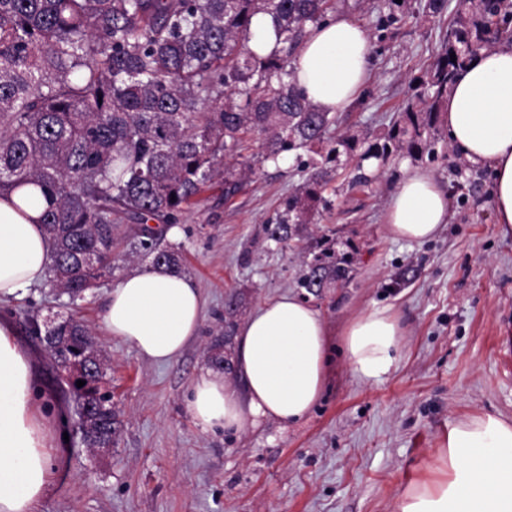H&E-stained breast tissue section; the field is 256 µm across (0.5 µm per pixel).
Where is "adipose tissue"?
I'll return each mask as SVG.
<instances>
[{
    "label": "adipose tissue",
    "instance_id": "obj_1",
    "mask_svg": "<svg viewBox=\"0 0 512 512\" xmlns=\"http://www.w3.org/2000/svg\"><path fill=\"white\" fill-rule=\"evenodd\" d=\"M364 28L350 15L310 28L293 63L296 83L325 112L359 96L370 70ZM449 143L493 176L497 223L512 227V42L481 51L462 68L443 112ZM448 195L421 171L409 173L385 212L389 233L422 242L448 222ZM41 195L15 209L0 199V299L41 282L51 262L40 218ZM205 301L188 277L163 268L125 276L112 289L103 321L111 336L156 363L179 357L202 321ZM403 329L391 308L353 318L342 338L351 373L377 381L398 362ZM328 330L318 310L284 293L256 307L238 331L236 388L219 372L192 383L187 408L202 431L241 434L264 422L281 429L309 415L328 374ZM36 365L0 317V512H38L51 481L57 436L35 401ZM438 479L410 484L396 512H512V421L487 414L453 422L438 452Z\"/></svg>",
    "mask_w": 512,
    "mask_h": 512
}]
</instances>
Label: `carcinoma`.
<instances>
[{"instance_id":"carcinoma-1","label":"carcinoma","mask_w":512,"mask_h":512,"mask_svg":"<svg viewBox=\"0 0 512 512\" xmlns=\"http://www.w3.org/2000/svg\"><path fill=\"white\" fill-rule=\"evenodd\" d=\"M328 0H0V198L32 185L50 202L41 224L51 247L49 283L76 300L112 273L120 224L140 227L132 253L180 271L177 248L161 246L165 230L216 177L233 197L264 162L286 154L301 160L305 180L266 224L283 249L304 241L299 287L344 284L350 261L336 256L310 225L330 208L331 182L363 162L385 163L398 152L428 150L448 85L479 52L512 41V4L460 0L435 66L416 78L428 95L409 102L386 134L346 131L328 136L333 117L294 86L290 52L308 26L324 22ZM381 25L410 12L411 0H389ZM272 18L277 44L266 56L249 48L251 20ZM456 60H450V54ZM265 135L252 158L241 154ZM156 225H150V222ZM58 346L60 364L92 354L103 359L89 328L74 318L37 331ZM120 421L108 393L78 430L93 447L114 442Z\"/></svg>"}]
</instances>
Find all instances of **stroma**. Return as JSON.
I'll return each instance as SVG.
<instances>
[{"label":"stroma","instance_id":"35a3bbf8","mask_svg":"<svg viewBox=\"0 0 512 512\" xmlns=\"http://www.w3.org/2000/svg\"><path fill=\"white\" fill-rule=\"evenodd\" d=\"M457 4L448 0L440 21L418 10L386 28L379 25L383 0L355 11L372 69L359 104L336 113L331 135L387 132L415 94L413 77L443 52ZM430 141L419 159L392 157L371 184H341L316 224V236L351 260L342 287L299 288L296 251H279L266 238L268 219L304 177L294 157L260 166L231 199L218 186L202 193L176 235L165 238L180 247L182 273L205 300L197 336L172 362L149 361L102 321L112 287L149 261L117 258L112 274L76 302L46 282L0 302V316L12 320L39 365V406L65 408L69 443L53 463L40 512H396L410 483L433 477L453 422L484 414L512 419V229L495 221L489 168L464 160L446 130ZM412 169L431 175L449 200L447 224L422 243L393 238L384 221ZM286 292L316 308L331 333L320 400L286 430L268 421L237 436L201 432L186 397L195 378L213 368V338L224 336V357L234 360L237 338L225 336V323L242 326L258 305ZM375 306L392 307L404 336L397 367L364 383L339 347L348 322ZM33 316H71L93 329L122 420L109 453L91 456L81 444L71 386L29 335Z\"/></svg>","mask_w":512,"mask_h":512}]
</instances>
